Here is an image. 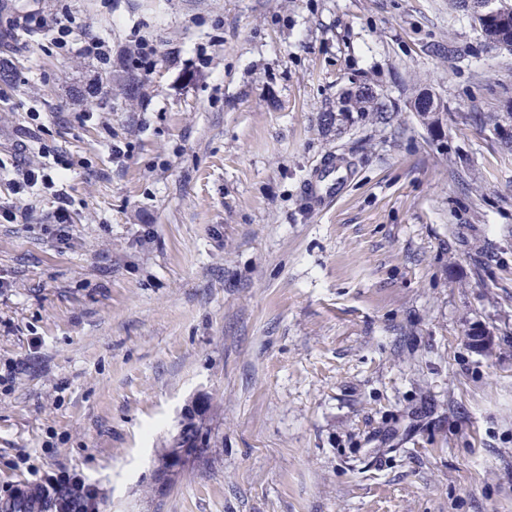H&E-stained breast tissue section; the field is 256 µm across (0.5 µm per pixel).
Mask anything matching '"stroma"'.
<instances>
[{
    "mask_svg": "<svg viewBox=\"0 0 512 512\" xmlns=\"http://www.w3.org/2000/svg\"><path fill=\"white\" fill-rule=\"evenodd\" d=\"M61 4L114 60L0 47V204L28 212L0 222V502L63 468L99 512H512V154L468 120L512 52L453 0ZM363 85L391 121L323 128ZM57 154L86 161L63 242L53 190L12 185ZM190 417L213 446L175 474ZM124 52L126 66L141 74L152 73L157 65L158 49L152 41L140 35V31L133 32ZM426 103L429 104V108H431V106L434 104H436L437 108L433 112H430V109L426 111L424 108ZM410 108L413 112H428L419 115L423 124H425L428 128L440 126L442 121L441 112H443V109L439 100L430 90L424 89L420 91L411 102ZM336 161L335 155L328 158L312 172L308 179V194L313 203L318 207H321L328 200L336 196V193L340 191L343 185V183L339 182L341 177H339L337 173L340 167Z\"/></svg>",
    "mask_w": 512,
    "mask_h": 512,
    "instance_id": "obj_1",
    "label": "stroma"
}]
</instances>
